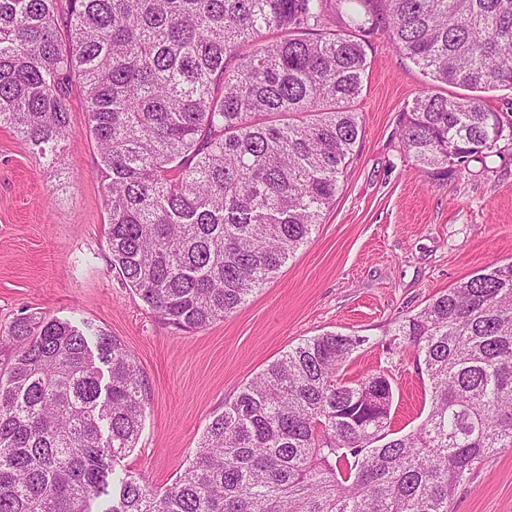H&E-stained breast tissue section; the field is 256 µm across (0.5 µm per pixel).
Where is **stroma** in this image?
I'll use <instances>...</instances> for the list:
<instances>
[{
    "label": "stroma",
    "instance_id": "1",
    "mask_svg": "<svg viewBox=\"0 0 512 512\" xmlns=\"http://www.w3.org/2000/svg\"><path fill=\"white\" fill-rule=\"evenodd\" d=\"M358 104L362 136L323 221L274 277L224 320L192 332L163 324L110 266L106 213L79 91L55 164L0 128V335L33 314L89 321L134 355L149 403L120 467L162 488L188 465L214 415L240 387L303 339L366 337L346 379L383 372L391 428L425 417L424 369L392 353L396 319L477 269L512 258V161L432 184L400 149L402 114L431 86L384 32L370 37ZM450 512H512V448L478 459Z\"/></svg>",
    "mask_w": 512,
    "mask_h": 512
}]
</instances>
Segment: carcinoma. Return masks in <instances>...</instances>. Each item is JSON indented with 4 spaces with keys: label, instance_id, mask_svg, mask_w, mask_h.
<instances>
[{
    "label": "carcinoma",
    "instance_id": "cac0c4a2",
    "mask_svg": "<svg viewBox=\"0 0 512 512\" xmlns=\"http://www.w3.org/2000/svg\"><path fill=\"white\" fill-rule=\"evenodd\" d=\"M347 3L359 9L342 14ZM432 81L403 113L404 155L440 182L512 158V0H0V126L42 155L80 89L112 268L163 323L203 329L310 239L362 125L366 35ZM429 381L425 419L391 430L385 374L348 381L363 336L307 338L246 382L193 458L149 490L116 459L146 384L108 332L24 316L0 371V512H448L475 460L512 448V261L397 321ZM109 382L102 383L101 366Z\"/></svg>",
    "mask_w": 512,
    "mask_h": 512
}]
</instances>
